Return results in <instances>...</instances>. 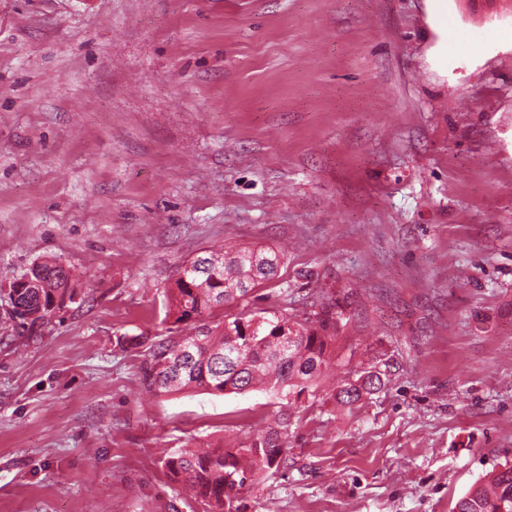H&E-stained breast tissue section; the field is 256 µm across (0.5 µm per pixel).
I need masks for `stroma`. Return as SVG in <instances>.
Segmentation results:
<instances>
[{
    "label": "stroma",
    "mask_w": 512,
    "mask_h": 512,
    "mask_svg": "<svg viewBox=\"0 0 512 512\" xmlns=\"http://www.w3.org/2000/svg\"><path fill=\"white\" fill-rule=\"evenodd\" d=\"M224 244L286 249L251 310L332 297L380 389L147 393ZM47 258L83 286L21 326ZM282 412L242 512H452L512 464V0H0V512H202L164 458Z\"/></svg>",
    "instance_id": "stroma-1"
}]
</instances>
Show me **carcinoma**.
<instances>
[{
  "mask_svg": "<svg viewBox=\"0 0 512 512\" xmlns=\"http://www.w3.org/2000/svg\"><path fill=\"white\" fill-rule=\"evenodd\" d=\"M208 263L201 274L180 275L164 291L171 336L150 346L141 371L148 392L186 389L242 394L263 387L281 401L316 397L318 383L332 363L331 344L341 326L335 305L324 304L316 317L300 320L284 310L272 317L243 310L218 322L212 316L232 301H249L256 288L273 280L284 254L273 248L211 249L189 265ZM31 283L12 282L13 313L35 324L62 310L77 295L75 278L57 260H44L27 273ZM381 378L367 372L342 384L337 397L353 404L380 388ZM288 416L231 448L224 441L181 448L164 460L170 480L189 488L204 512H240V493L273 474L285 462ZM452 512H512V465L493 471L473 485Z\"/></svg>",
  "mask_w": 512,
  "mask_h": 512,
  "instance_id": "obj_1",
  "label": "carcinoma"
}]
</instances>
